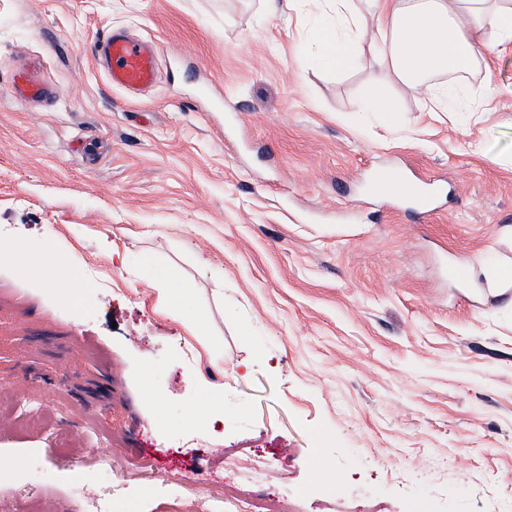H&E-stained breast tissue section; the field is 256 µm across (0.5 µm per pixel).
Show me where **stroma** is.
<instances>
[{
  "instance_id": "obj_1",
  "label": "stroma",
  "mask_w": 512,
  "mask_h": 512,
  "mask_svg": "<svg viewBox=\"0 0 512 512\" xmlns=\"http://www.w3.org/2000/svg\"><path fill=\"white\" fill-rule=\"evenodd\" d=\"M280 2L0 0V512H85L104 466L124 512H221L244 474L276 512H512V51L447 112L328 68L324 15ZM111 27L160 44L141 97L92 55ZM28 55L41 106L9 93ZM391 170L429 218L369 199Z\"/></svg>"
}]
</instances>
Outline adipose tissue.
Wrapping results in <instances>:
<instances>
[{
    "label": "adipose tissue",
    "instance_id": "1",
    "mask_svg": "<svg viewBox=\"0 0 512 512\" xmlns=\"http://www.w3.org/2000/svg\"><path fill=\"white\" fill-rule=\"evenodd\" d=\"M332 17L321 28L326 62L344 67L371 53L410 90L459 110L458 76L480 55L512 47V0H316ZM376 16L385 37L365 42L366 16ZM437 74L449 83L434 82Z\"/></svg>",
    "mask_w": 512,
    "mask_h": 512
}]
</instances>
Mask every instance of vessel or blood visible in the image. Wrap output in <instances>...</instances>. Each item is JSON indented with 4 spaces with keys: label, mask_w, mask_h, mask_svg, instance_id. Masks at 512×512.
<instances>
[{
    "label": "vessel or blood",
    "mask_w": 512,
    "mask_h": 512,
    "mask_svg": "<svg viewBox=\"0 0 512 512\" xmlns=\"http://www.w3.org/2000/svg\"><path fill=\"white\" fill-rule=\"evenodd\" d=\"M92 52L110 87L135 94L154 86L160 53L156 41L111 29L93 42ZM10 93L19 102L27 104L48 98L51 89L39 67L30 63L14 74ZM371 188L373 194L389 199L398 198L410 190L409 185L394 176L374 181Z\"/></svg>",
    "instance_id": "b4317fda"
}]
</instances>
